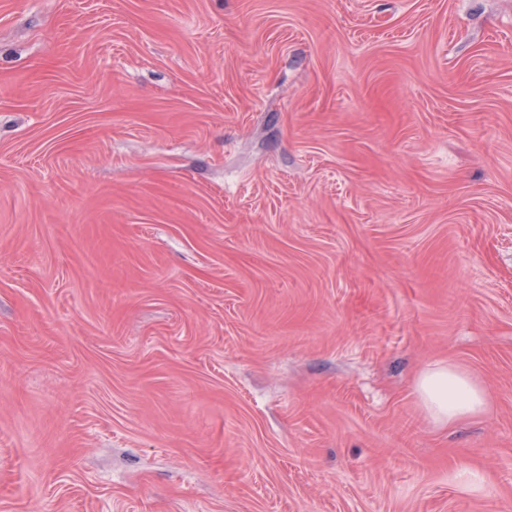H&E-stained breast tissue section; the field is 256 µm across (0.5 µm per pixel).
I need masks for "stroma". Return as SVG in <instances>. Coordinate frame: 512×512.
I'll use <instances>...</instances> for the list:
<instances>
[{
    "mask_svg": "<svg viewBox=\"0 0 512 512\" xmlns=\"http://www.w3.org/2000/svg\"><path fill=\"white\" fill-rule=\"evenodd\" d=\"M0 512H512V0H0ZM416 391L432 419L441 425L477 417L486 408L485 394L478 384L450 365L423 371Z\"/></svg>",
    "mask_w": 512,
    "mask_h": 512,
    "instance_id": "obj_1",
    "label": "stroma"
}]
</instances>
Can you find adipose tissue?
<instances>
[{
  "label": "adipose tissue",
  "mask_w": 512,
  "mask_h": 512,
  "mask_svg": "<svg viewBox=\"0 0 512 512\" xmlns=\"http://www.w3.org/2000/svg\"><path fill=\"white\" fill-rule=\"evenodd\" d=\"M416 391L432 419L442 425L477 417L486 408L485 394L478 384L450 365L423 371Z\"/></svg>",
  "instance_id": "adipose-tissue-1"
}]
</instances>
